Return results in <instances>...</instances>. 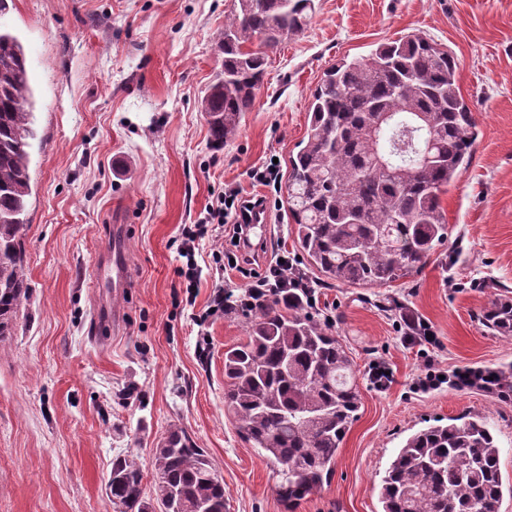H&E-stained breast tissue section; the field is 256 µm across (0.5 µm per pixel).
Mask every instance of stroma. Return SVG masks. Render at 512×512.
<instances>
[{"instance_id":"stroma-1","label":"stroma","mask_w":512,"mask_h":512,"mask_svg":"<svg viewBox=\"0 0 512 512\" xmlns=\"http://www.w3.org/2000/svg\"><path fill=\"white\" fill-rule=\"evenodd\" d=\"M307 28L270 51L235 138L213 149L198 95L219 66L231 0H11L0 27L22 41L41 137L30 164L23 239L30 295L0 338V512H111L112 462L135 455L152 487L150 452L181 427L224 478L228 512H285L279 465L238 434L224 410V351L244 342L250 312L206 316L217 289L251 273L218 270L229 238L203 239L197 288L175 270L176 242L215 189L264 194L254 168L306 134L324 71L343 57L417 34L460 61L477 126L470 166L443 197L448 239L411 278L357 288L325 279L314 314L346 345L361 406L328 485L294 512H382L381 479L409 435L466 413L486 418L512 512V393L456 384V372L512 364V336L483 313L512 299V0H316ZM285 192L251 272L293 253ZM123 227L122 292L92 282L114 225ZM396 296L397 311L385 308ZM432 342L405 344L403 318ZM392 384L376 388L373 361ZM449 380L424 390L428 367Z\"/></svg>"}]
</instances>
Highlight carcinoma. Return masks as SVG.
<instances>
[{"label":"carcinoma","instance_id":"carcinoma-1","mask_svg":"<svg viewBox=\"0 0 512 512\" xmlns=\"http://www.w3.org/2000/svg\"><path fill=\"white\" fill-rule=\"evenodd\" d=\"M224 60L201 91L210 141L239 130L261 83L266 53L308 26L315 0H232ZM453 54L410 35L369 55L336 61L315 89L309 125L288 157L286 203L307 283L358 287L418 272L448 237L442 195L471 161L477 138ZM34 94L17 36L0 30V336L11 334L30 287L22 252L38 139ZM427 125L430 159L412 125ZM377 136H371L374 126ZM247 341L224 351V406L242 437L281 465L287 510L320 489L360 407L348 352L307 310L301 291L252 309ZM486 326L512 335V300L492 303ZM469 387L512 392V368L471 369ZM154 484L134 458L117 459L107 484L120 512H227L224 481L191 438L172 429L152 449ZM499 448L485 420L463 416L412 434L382 479V512H498Z\"/></svg>","mask_w":512,"mask_h":512}]
</instances>
